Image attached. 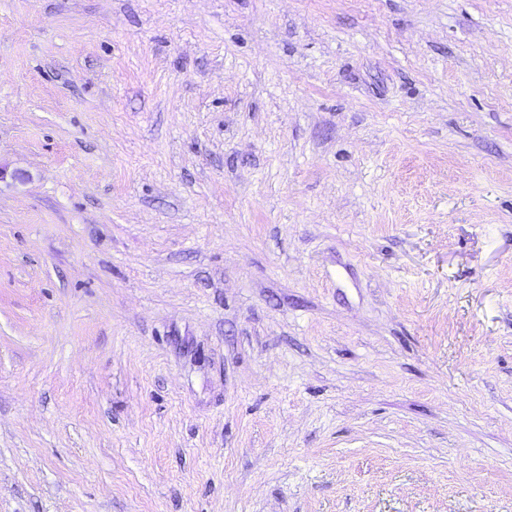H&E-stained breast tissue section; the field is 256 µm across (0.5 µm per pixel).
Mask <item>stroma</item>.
Segmentation results:
<instances>
[{"label": "stroma", "instance_id": "obj_1", "mask_svg": "<svg viewBox=\"0 0 512 512\" xmlns=\"http://www.w3.org/2000/svg\"><path fill=\"white\" fill-rule=\"evenodd\" d=\"M0 512H512V0H0Z\"/></svg>", "mask_w": 512, "mask_h": 512}]
</instances>
